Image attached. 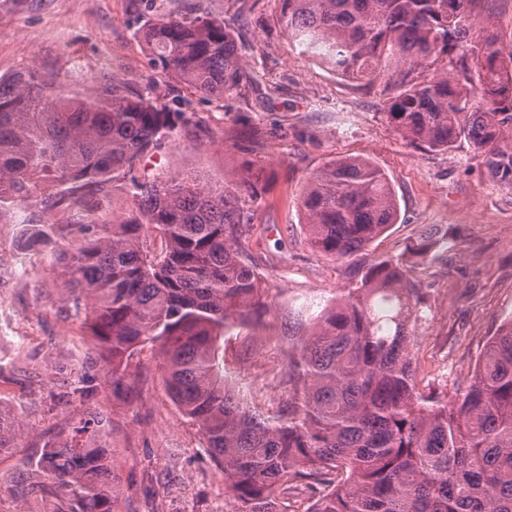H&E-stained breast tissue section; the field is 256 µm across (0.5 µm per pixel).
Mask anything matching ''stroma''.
Returning <instances> with one entry per match:
<instances>
[{"mask_svg":"<svg viewBox=\"0 0 512 512\" xmlns=\"http://www.w3.org/2000/svg\"><path fill=\"white\" fill-rule=\"evenodd\" d=\"M198 8L250 18L243 63L256 76L246 98L211 102L166 78L132 19L156 10ZM277 0H0V75L27 66L66 77L114 76L128 88L153 86L189 122L148 160L150 172L223 184L245 156L233 146L249 127L267 140L256 158L273 175L242 239L265 285L267 310L224 340V372L248 402L272 409L293 394L289 363L312 323L366 266L401 261L421 300L410 322L411 357L421 393L452 399L471 381L490 337L512 320V188L488 174L468 142L445 152L407 143L383 113L378 88L347 80L291 48L271 18ZM341 155L370 159L387 175L399 203L396 224L365 250L333 259L313 250L300 195L309 178ZM129 209L122 192L94 211L42 213L34 204L0 206V409L20 421L12 448L0 451V484L9 483L39 447L79 413L64 403L70 371L92 347L83 320L69 316L57 277V253L80 244L73 231L37 251H20L29 222L119 224ZM132 408L102 392L95 406L113 430L107 439L119 478V512H219L224 476L210 461L196 424L172 401L157 351L135 360Z\"/></svg>","mask_w":512,"mask_h":512,"instance_id":"35a3bbf8","label":"stroma"}]
</instances>
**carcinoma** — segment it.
Wrapping results in <instances>:
<instances>
[{
  "label": "carcinoma",
  "instance_id": "cac0c4a2",
  "mask_svg": "<svg viewBox=\"0 0 512 512\" xmlns=\"http://www.w3.org/2000/svg\"><path fill=\"white\" fill-rule=\"evenodd\" d=\"M279 2L275 23L289 43L379 87L387 119L410 144L446 151L467 141L512 186V56L501 55L490 15L475 12L480 0ZM140 37L162 74L206 99L242 96L253 81L242 32L208 11L160 14ZM185 121L153 88L132 91L108 76L98 88L35 66L0 76V205L34 201L51 213L125 194L128 219L86 225L58 262L63 301L87 325L112 402H135L131 360L159 347L174 402L224 473L231 512H288L282 503L304 479L321 485L304 512H512V320L453 402L419 392L407 326L421 301L399 262L373 261L324 309L290 363L288 405L244 404L224 378V335L264 308L242 237L269 177L251 161L219 187L136 174ZM266 139L251 128L235 147L252 154ZM301 208L311 245L335 259L364 250L398 215L385 172L351 155L311 176ZM69 228H32L21 244L36 249ZM96 395L87 373L67 392L81 402ZM19 427L0 410V450ZM109 428L87 407L26 462L45 481L8 491L39 496L47 512H116Z\"/></svg>",
  "mask_w": 512,
  "mask_h": 512
}]
</instances>
